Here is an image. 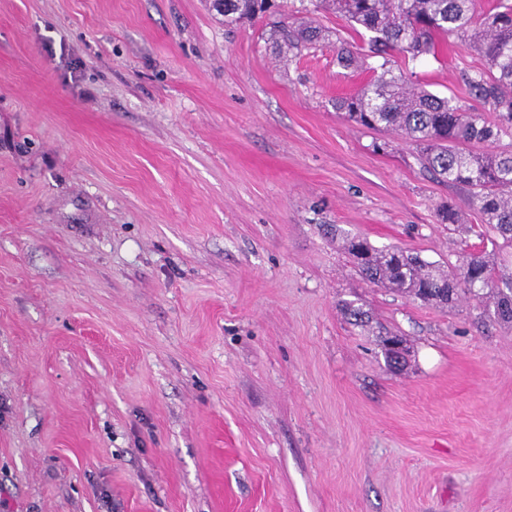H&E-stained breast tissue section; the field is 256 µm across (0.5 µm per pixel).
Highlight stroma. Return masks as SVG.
I'll return each instance as SVG.
<instances>
[{"instance_id": "35a3bbf8", "label": "stroma", "mask_w": 512, "mask_h": 512, "mask_svg": "<svg viewBox=\"0 0 512 512\" xmlns=\"http://www.w3.org/2000/svg\"><path fill=\"white\" fill-rule=\"evenodd\" d=\"M279 3L325 42L211 0H0V512H512V328L369 285L337 238L478 245L436 217L480 223L469 190L335 102L383 64L458 94L484 61L373 57ZM279 33L283 44L289 49L298 48V46L315 45L321 38L319 31L307 25H299L297 29L292 30L282 25ZM391 337L396 338L402 343H406V346H404V348L401 350H392L387 348V343ZM376 342L380 346L384 354L387 366L389 368L400 369L404 368L407 365V360L410 351L409 347L407 346V340L403 336H398L395 333L382 332L379 333L378 336L376 337Z\"/></svg>"}]
</instances>
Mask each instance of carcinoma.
Wrapping results in <instances>:
<instances>
[{"instance_id": "1", "label": "carcinoma", "mask_w": 512, "mask_h": 512, "mask_svg": "<svg viewBox=\"0 0 512 512\" xmlns=\"http://www.w3.org/2000/svg\"><path fill=\"white\" fill-rule=\"evenodd\" d=\"M269 0H227L224 19L229 23L267 11ZM322 7L344 17L354 31L371 33L370 52L383 57L399 51L411 60L435 52L450 37L468 42L485 61V68L463 75L468 98L489 107L478 112L462 105L456 95L441 97L418 90L400 76L382 69L354 94L336 100V112L370 129L402 133L423 148V162L435 176L468 187L487 232L462 223L450 203L439 212L443 224H457L500 251V242L512 243V149L499 151L496 144L512 137V0H497L494 8L479 13L475 0H316ZM287 48L316 44L320 32L307 25L279 29ZM343 247L356 273L373 285L394 291L424 304L446 307L467 295L483 306L488 317L512 325V272L490 258L486 249L472 252L456 270H444L419 256L397 248L391 255L359 236L343 237ZM350 324L366 328L370 312L342 304ZM397 334L376 337L387 366L407 365L409 347L387 348Z\"/></svg>"}]
</instances>
